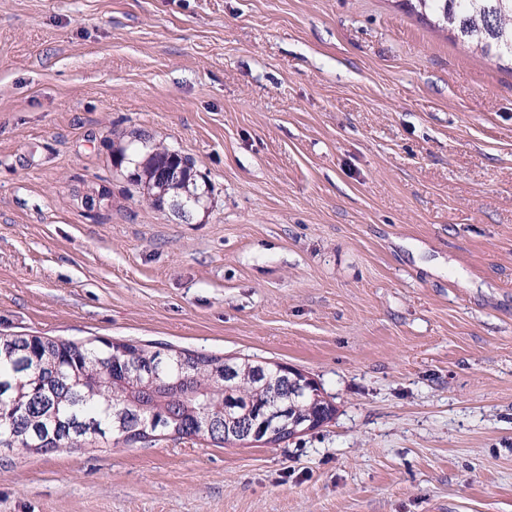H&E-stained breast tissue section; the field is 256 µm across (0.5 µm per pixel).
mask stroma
<instances>
[{"label": "stroma", "mask_w": 512, "mask_h": 512, "mask_svg": "<svg viewBox=\"0 0 512 512\" xmlns=\"http://www.w3.org/2000/svg\"><path fill=\"white\" fill-rule=\"evenodd\" d=\"M139 134L207 211L128 196L110 148ZM20 334L287 365L336 413L276 446L0 451V512H512V63L402 0H0Z\"/></svg>", "instance_id": "35a3bbf8"}]
</instances>
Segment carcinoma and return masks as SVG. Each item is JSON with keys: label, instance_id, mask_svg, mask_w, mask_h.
I'll return each mask as SVG.
<instances>
[{"label": "carcinoma", "instance_id": "cac0c4a2", "mask_svg": "<svg viewBox=\"0 0 512 512\" xmlns=\"http://www.w3.org/2000/svg\"><path fill=\"white\" fill-rule=\"evenodd\" d=\"M409 10L432 20L486 58L512 62V0H406ZM166 165L156 146L131 174L132 186L154 189L149 205L162 207L177 191L157 176ZM17 351V363H0V412L13 411L10 427L0 433V446L36 451H71L86 443L132 430L138 420L155 419L166 436L201 435V416L210 421V439L224 442V420L240 417L268 429L265 416L281 405L289 416L332 418L335 408L316 385L288 399V384L273 377L264 385L254 378L255 363L236 364V376L224 381V359L180 351L188 372L178 377L155 375L162 351L115 341L77 343L48 336H0V348Z\"/></svg>", "mask_w": 512, "mask_h": 512}]
</instances>
